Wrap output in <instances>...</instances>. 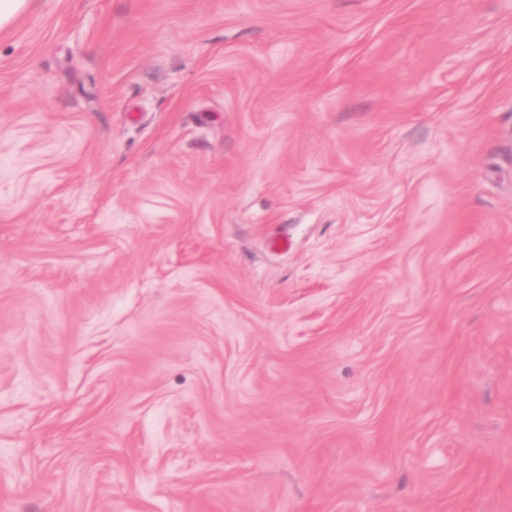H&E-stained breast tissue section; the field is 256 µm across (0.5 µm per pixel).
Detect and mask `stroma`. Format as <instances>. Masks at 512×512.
Instances as JSON below:
<instances>
[{
  "label": "stroma",
  "instance_id": "obj_1",
  "mask_svg": "<svg viewBox=\"0 0 512 512\" xmlns=\"http://www.w3.org/2000/svg\"><path fill=\"white\" fill-rule=\"evenodd\" d=\"M0 512H512V0L1 30Z\"/></svg>",
  "mask_w": 512,
  "mask_h": 512
}]
</instances>
